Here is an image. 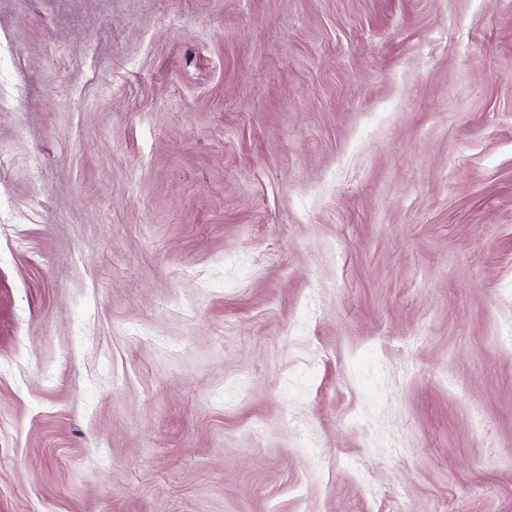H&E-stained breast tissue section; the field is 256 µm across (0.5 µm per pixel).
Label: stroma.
Wrapping results in <instances>:
<instances>
[{"label": "stroma", "instance_id": "stroma-1", "mask_svg": "<svg viewBox=\"0 0 512 512\" xmlns=\"http://www.w3.org/2000/svg\"><path fill=\"white\" fill-rule=\"evenodd\" d=\"M0 37V512H512V0Z\"/></svg>", "mask_w": 512, "mask_h": 512}]
</instances>
